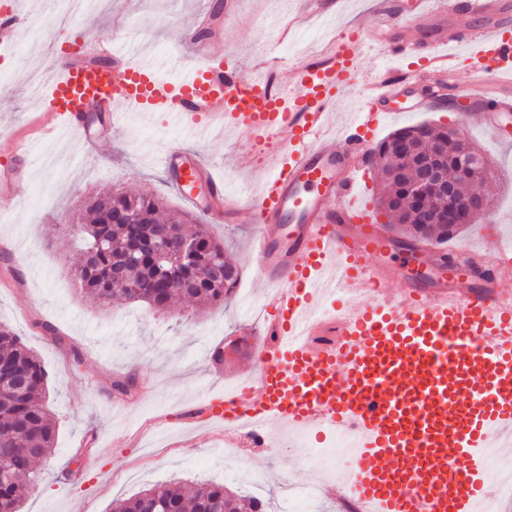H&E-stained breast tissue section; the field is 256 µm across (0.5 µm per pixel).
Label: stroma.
Returning <instances> with one entry per match:
<instances>
[{"instance_id": "stroma-1", "label": "stroma", "mask_w": 512, "mask_h": 512, "mask_svg": "<svg viewBox=\"0 0 512 512\" xmlns=\"http://www.w3.org/2000/svg\"><path fill=\"white\" fill-rule=\"evenodd\" d=\"M220 0H98L74 14L66 0H37L22 10L17 25L24 38L13 55L0 57V163L12 161L18 137L30 139L24 181L13 208L0 214V322L10 325L40 357L49 373L47 404L56 424L55 453L38 465L40 482L21 512H112V503L156 484L216 483L251 493L281 512L284 500L310 483L335 480L324 457L281 446L257 448L247 456L217 453L220 429L190 431L174 417L185 404L236 383L253 366L259 337H242L264 287L250 258L254 224L247 212L268 173L265 161L238 146L227 126L202 134L186 129L166 112H133L86 125L85 139L40 141L29 126L42 108V87L53 68L67 60L77 41L110 35L122 21L130 37L123 51L131 62L168 74L184 73L199 61L207 39L197 32L185 41L196 15L216 6L229 53L253 59L267 51L297 62L327 46L337 32L368 30L378 23L373 0H343L333 20L307 18L295 0H240L225 18ZM431 82H412L405 112L382 119L375 141L413 125L453 129L477 144L495 169L485 184L491 211L512 239V128L497 142L487 127L460 110L412 112ZM173 148L211 159L226 193L239 199L238 223L219 224L192 209L170 185L163 160ZM121 189L145 192L168 210L193 212L210 236L223 244L240 277L229 302L197 307L179 302L160 310L114 300L101 306L78 291L73 269L80 261L71 226L89 197ZM245 338V356L212 364L207 348ZM134 377V391L118 397L115 381Z\"/></svg>"}]
</instances>
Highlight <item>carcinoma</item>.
<instances>
[{
    "instance_id": "cac0c4a2",
    "label": "carcinoma",
    "mask_w": 512,
    "mask_h": 512,
    "mask_svg": "<svg viewBox=\"0 0 512 512\" xmlns=\"http://www.w3.org/2000/svg\"><path fill=\"white\" fill-rule=\"evenodd\" d=\"M431 139L448 144V156L440 164L459 191L467 192L474 182L494 177L484 163L475 177L458 174L456 141L448 140V129L421 124L399 129L380 142L372 156L376 159L384 195L380 209L416 243H444L455 234L441 222L447 214L444 197L425 190H411L412 173L429 159L425 145ZM402 141L410 149L406 159L388 153L391 143ZM435 221L423 224L418 213L427 200ZM87 223L72 227L82 241V260L73 275L86 298L109 304L114 298L147 303L163 309L173 302L188 299L199 305L229 301L239 279V269L224 256V246L216 243L205 225L187 233L183 224L194 219L181 213L162 214L160 202L149 194L122 192L91 197L86 205ZM151 225L165 228L173 242L171 253L181 240L195 243V250L182 262L160 263L155 253L161 240H150L136 233V227ZM224 268L223 278L213 276V268ZM124 272L125 283L113 278ZM47 372L41 361L11 327L0 323V512H19L22 502L34 490L38 474L36 462L50 457L56 449V427L46 403ZM168 512H214L221 505L227 512H265V503L257 497L241 498L222 485L202 483L185 492L172 485H155L138 495L113 504V512H151L156 501Z\"/></svg>"
}]
</instances>
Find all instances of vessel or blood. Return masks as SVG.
I'll return each instance as SVG.
<instances>
[{"instance_id":"b4317fda","label":"vessel or blood","mask_w":512,"mask_h":512,"mask_svg":"<svg viewBox=\"0 0 512 512\" xmlns=\"http://www.w3.org/2000/svg\"><path fill=\"white\" fill-rule=\"evenodd\" d=\"M299 14L328 19L335 0H297ZM403 0L405 14L431 20L438 46L470 49L475 70L495 76L500 94L479 121L512 112V7L506 0ZM394 57L411 43L380 28L340 35L322 52L276 67L270 80L200 63L179 80L132 63L101 66L74 49L44 97L38 126L83 134L79 114L97 105L172 113L191 127L233 125L270 167L253 202L251 256L268 287L264 336L252 371L235 387L186 407L182 423L222 427L254 448L279 446L283 431L352 438L338 478L362 512H475L493 437L512 436V243L499 226L478 230L469 252L473 280L405 279L382 264L396 241L358 201L356 177L368 166L374 131L407 79L364 82L357 52L365 42ZM13 15L0 16V53L13 52ZM361 90L367 111L330 134L339 100ZM164 166L179 192L203 178L210 207L235 223L240 208L223 181L179 150Z\"/></svg>"}]
</instances>
